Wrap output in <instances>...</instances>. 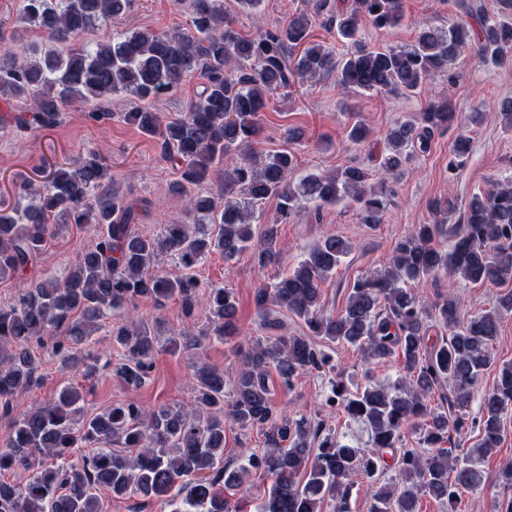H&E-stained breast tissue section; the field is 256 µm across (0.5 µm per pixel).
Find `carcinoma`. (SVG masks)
I'll use <instances>...</instances> for the list:
<instances>
[{"mask_svg":"<svg viewBox=\"0 0 512 512\" xmlns=\"http://www.w3.org/2000/svg\"><path fill=\"white\" fill-rule=\"evenodd\" d=\"M129 3L24 0L23 18L55 46L34 47L27 56L1 51L0 100L8 105L14 98H33V108L10 116V123L39 131L56 127L63 107L73 103L83 104L92 121L110 120L108 99L122 91L134 95L139 104L121 118L155 139L161 158L176 165L180 180L174 190L184 198L189 221L163 224L153 236L137 232L134 224L144 202L120 194L110 166L95 152L55 166L40 186L20 185L17 195L29 198L25 206L0 202V280L40 259L53 234L51 221L95 231L93 243L62 276L35 281L0 308V413L10 414L39 386L33 344L56 337L53 348L63 364L80 366L90 378L99 357L84 347L87 337L108 313L134 308L142 298L159 306L175 299L187 319L207 308L211 331L191 340L175 333L167 342L169 351L203 350L214 336L236 349L241 367L226 393L224 371L199 364L194 403L187 409L125 402L85 416L83 397L72 387L50 401L30 400L12 420L7 446L0 450V472L36 454L50 457L52 464L34 469L21 486L0 480V512H99L102 488L114 498H162L170 512H242L230 505L226 492L242 487L254 470L273 478L256 512H323L325 505L331 512H349L361 479L369 512H418L424 496L457 512L460 491L483 484L479 463L502 443L503 416L512 406V361L499 364L491 351L502 313L512 311V292L499 296L495 309L463 321L453 289L429 310L407 284L441 273L475 284L511 282L512 180L472 196L453 224L447 223L454 210L451 199L431 200L434 223L414 225L396 243L382 273L354 283L337 315L324 310L321 286L352 244L325 236L291 273L255 295L262 325L281 327L269 309L276 306L304 321L309 331L304 336H269L243 347L233 293L226 288L201 292L195 268L216 251L227 262L249 247L261 264L278 257L274 225L258 238L253 232L255 206L269 197L277 198L283 221L302 208L319 210L349 199L359 204L362 223H379L388 202L383 186L400 179L414 155L429 151L434 133L453 122L452 104L431 101L416 119L396 123L386 135L378 177L347 166L294 183V154L257 148L260 116L271 96L297 78L312 81L329 74L336 75L348 98L371 91L419 94L438 73L452 85V64L469 49H476L481 63L512 60V0H497L499 22L460 0L464 14L480 19V37L462 20L446 29L422 20L414 44L381 50L363 44L362 25H400L402 0H346V7L323 25L326 34L350 47L340 58L313 40L316 18L328 0H312V11L249 37L233 28L219 0H190L186 31H134L93 48L76 43ZM195 71L202 90L186 110L161 111L159 104ZM370 135L361 120L349 130L356 145ZM470 148V138H456L448 172L463 164ZM214 178L224 183L223 191L210 190ZM163 254L174 257L175 271L156 270ZM436 325L448 336L432 344ZM111 336L123 353L113 374L128 388L142 387L154 368L155 336L141 320L113 328ZM321 340L355 347L369 372L391 360L399 364L396 378L370 376L354 392L341 378L331 382L326 402L369 428L367 448L337 437L313 418L291 417L273 402L270 370L290 389L303 373L334 369ZM491 368L497 371L495 383L482 394L478 416L471 418L465 408ZM446 385L450 392H441ZM436 393L439 402L433 405ZM228 421L258 431L265 445L232 469L224 465ZM409 428L419 434L416 448L404 447ZM475 428L478 442L459 456V438ZM88 444L95 448L76 454ZM389 467L393 475L383 483Z\"/></svg>","mask_w":512,"mask_h":512,"instance_id":"obj_1","label":"carcinoma"}]
</instances>
